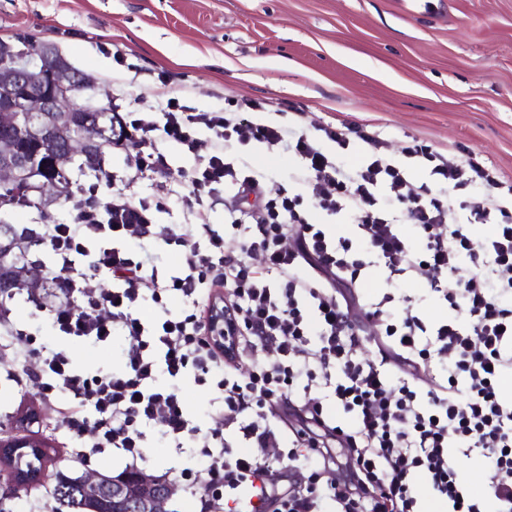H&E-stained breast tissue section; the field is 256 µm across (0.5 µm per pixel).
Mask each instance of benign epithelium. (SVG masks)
Listing matches in <instances>:
<instances>
[{
    "label": "benign epithelium",
    "mask_w": 512,
    "mask_h": 512,
    "mask_svg": "<svg viewBox=\"0 0 512 512\" xmlns=\"http://www.w3.org/2000/svg\"><path fill=\"white\" fill-rule=\"evenodd\" d=\"M85 90L86 81L78 69L56 77L54 56L47 49L21 51L0 62V131L5 127L13 130L9 136L0 135V186L11 189V198L1 206H12L19 197L32 193L60 195L56 179L38 173L40 153L50 156L55 169L62 172L100 145L105 137L102 127L79 120L77 115L104 112L106 108L80 105L76 95ZM65 126L77 134L62 141L59 131ZM17 134L34 136L38 150L31 154L18 146ZM136 481L140 492L148 497L146 512H168L174 485L166 482L161 487L156 477L143 471L136 473Z\"/></svg>",
    "instance_id": "1"
}]
</instances>
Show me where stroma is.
<instances>
[{
  "label": "stroma",
  "instance_id": "obj_1",
  "mask_svg": "<svg viewBox=\"0 0 512 512\" xmlns=\"http://www.w3.org/2000/svg\"><path fill=\"white\" fill-rule=\"evenodd\" d=\"M19 32L90 76L91 96L108 107L140 108L153 95L151 72L167 70L203 109L223 107L228 98L256 101L265 118L301 124L314 138L329 124L369 126L419 184L429 179L427 165L404 152L416 140L455 158L475 157L512 180V0H0V39L14 41ZM102 43L139 63L141 73L116 65L99 51ZM154 146L168 157L166 174L137 169L136 147L104 144L102 165L113 181L100 195L165 197L149 249L158 267L167 268L179 258L165 239L193 221L181 197L206 156L186 155L160 136ZM231 158L260 171L271 195L290 187L299 165L293 154L255 142L235 145ZM72 220L71 205L61 198L0 209V225L13 230ZM124 344L116 335L107 346L66 340L60 346L78 367L96 370L119 367ZM178 387L194 425L215 427L214 389L190 377ZM63 403L43 398L35 386L0 379V437L42 440L54 469L72 476L125 471L127 461L115 451L81 463ZM148 440L139 470L175 486L169 512H197L180 479L182 470L205 465L194 442L169 447L155 428ZM52 487L37 484L15 498L0 487V512H57Z\"/></svg>",
  "mask_w": 512,
  "mask_h": 512
}]
</instances>
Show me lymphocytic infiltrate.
Segmentation results:
<instances>
[{
	"instance_id": "f902f5d3",
	"label": "lymphocytic infiltrate",
	"mask_w": 512,
	"mask_h": 512,
	"mask_svg": "<svg viewBox=\"0 0 512 512\" xmlns=\"http://www.w3.org/2000/svg\"><path fill=\"white\" fill-rule=\"evenodd\" d=\"M157 80L150 107L158 121L113 110L112 145L140 146L137 166L155 173L169 168L153 147L155 133L189 154L207 150L182 198L197 222L166 240L182 262L162 273L144 250L162 201L120 193L101 200L99 185L112 174L100 170L72 193V223L26 227L20 239L30 253L43 246L53 256L51 337L99 345L125 336L121 366L81 369L65 350L50 348L49 337L14 329L0 339L23 346L0 363V376L35 383L46 398L67 394L62 412L82 459L115 449L137 465L145 429L156 423L174 444L196 439L209 464L181 478L200 512H424L421 483L444 512H512V399L502 393L512 377V183L473 159L415 144L408 156L429 162L433 179L432 187H418L384 140L362 127L324 126L338 147L331 154L300 127L255 121L259 103L205 111L176 93L169 73ZM203 130L210 143L200 139ZM355 139L365 150L350 167L338 152ZM251 141L298 157L304 193L266 196L255 172L227 162L234 143ZM229 184L234 193L226 199ZM474 188L480 194L470 205L448 203L450 193ZM308 198L319 220L305 210ZM219 204L248 221L238 254L225 253L223 234L208 222ZM332 220L353 225V237H333ZM408 224L415 235L405 232ZM476 224L494 230L478 238ZM373 267L388 287L379 299L365 293ZM99 275L111 279V289L89 287ZM415 277L444 301L445 319L398 314L392 289ZM146 300L158 308L150 319L140 312ZM218 300L229 322L220 346L209 335ZM369 324L381 328L380 341L370 342ZM368 343L374 356L360 359ZM258 347L270 360L236 375L241 353ZM188 376L215 386L221 427L194 426L177 386ZM323 389L348 425H328L317 396ZM228 428L246 452L230 453ZM335 441L350 448L353 467L339 476L314 470ZM269 448L309 470L307 481L279 489ZM474 454L492 464L483 499L469 493L455 467L457 457Z\"/></svg>"
}]
</instances>
